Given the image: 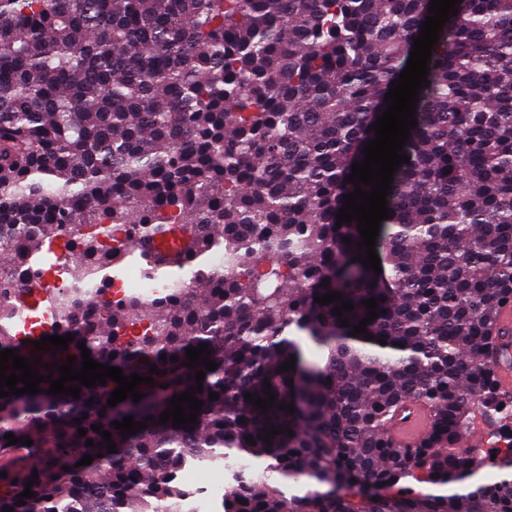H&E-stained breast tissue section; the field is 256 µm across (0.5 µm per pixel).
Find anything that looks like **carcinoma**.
<instances>
[{
    "instance_id": "carcinoma-1",
    "label": "carcinoma",
    "mask_w": 512,
    "mask_h": 512,
    "mask_svg": "<svg viewBox=\"0 0 512 512\" xmlns=\"http://www.w3.org/2000/svg\"><path fill=\"white\" fill-rule=\"evenodd\" d=\"M430 2L0 0V351L38 355L37 373L57 379L43 365L81 367L83 342L95 361L154 378L114 407L109 378L78 399L44 382L0 398V449L8 433L33 440L31 465L0 476V512H165L186 495L182 468L240 454L267 465L224 512H512L511 474L450 495L396 489L459 482L480 457L512 467V449L462 448L478 422L512 433V395L486 362L512 301V0H462L440 31L376 240L382 273L354 260L357 221L336 227ZM109 224L138 234L109 248L87 232ZM54 246L67 297L21 276ZM133 259L163 291L114 303ZM330 291L354 304L350 326L332 313L342 301L315 302ZM40 292L58 323L21 338L14 320ZM369 299L370 341L351 335ZM68 333L66 350L33 346ZM203 344L218 367L195 393L197 422L160 424L196 385L204 366L185 353ZM266 382L276 404L263 414L245 393L265 398ZM411 401L433 425L397 448L387 423ZM127 416L147 428L122 436L112 422ZM273 425L293 435L268 445Z\"/></svg>"
}]
</instances>
